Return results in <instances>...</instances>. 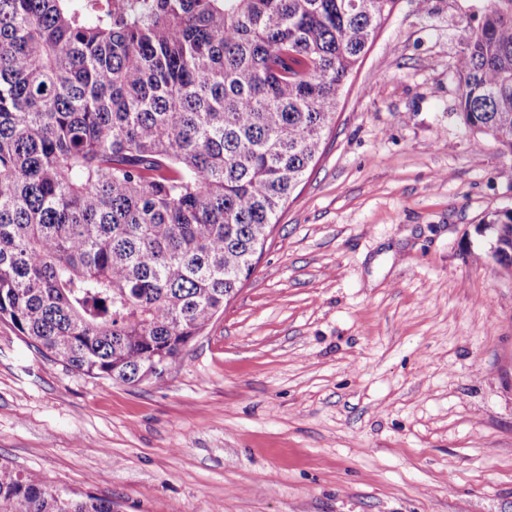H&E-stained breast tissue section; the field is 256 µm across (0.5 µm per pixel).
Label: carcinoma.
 I'll return each instance as SVG.
<instances>
[{"mask_svg":"<svg viewBox=\"0 0 512 512\" xmlns=\"http://www.w3.org/2000/svg\"><path fill=\"white\" fill-rule=\"evenodd\" d=\"M394 0H0V321L92 379L159 381L252 274ZM512 156V0L456 62ZM476 232L512 275V208ZM0 512H114L0 463Z\"/></svg>","mask_w":512,"mask_h":512,"instance_id":"carcinoma-1","label":"carcinoma"}]
</instances>
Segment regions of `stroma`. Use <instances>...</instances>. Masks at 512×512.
Returning <instances> with one entry per match:
<instances>
[{
	"label": "stroma",
	"mask_w": 512,
	"mask_h": 512,
	"mask_svg": "<svg viewBox=\"0 0 512 512\" xmlns=\"http://www.w3.org/2000/svg\"><path fill=\"white\" fill-rule=\"evenodd\" d=\"M487 0H396L255 269L163 380H94L0 321V461L114 512H512V277L475 231L456 61Z\"/></svg>",
	"instance_id": "35a3bbf8"
}]
</instances>
